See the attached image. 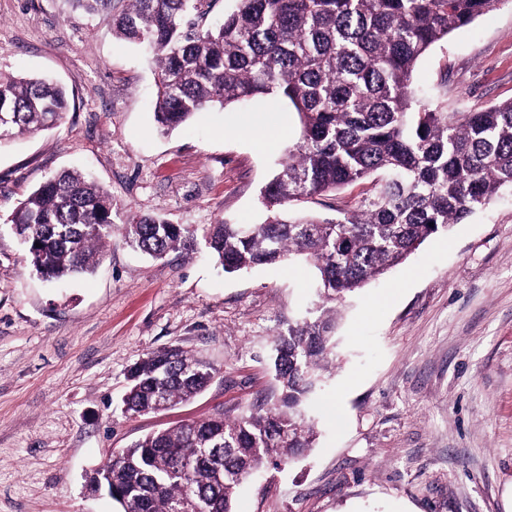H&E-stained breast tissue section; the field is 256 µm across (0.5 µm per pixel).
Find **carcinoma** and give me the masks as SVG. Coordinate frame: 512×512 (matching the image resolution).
I'll return each mask as SVG.
<instances>
[{"mask_svg": "<svg viewBox=\"0 0 512 512\" xmlns=\"http://www.w3.org/2000/svg\"><path fill=\"white\" fill-rule=\"evenodd\" d=\"M103 16L112 34L146 49L154 65V120L172 131L211 108L273 96L296 112L300 134L260 192L259 224H211L204 237L227 273L304 260L317 273L309 315L275 337L276 396L153 432L96 470L120 512H238L237 489L266 464L313 447L307 406L333 361L337 304L402 264L512 187V99L481 112H447L411 81L415 64L493 0H238L207 26L209 0H71ZM68 110L63 86L0 73L10 138L51 128ZM374 176L356 208L336 219L290 213ZM32 271L47 281L94 272L112 236V197L78 171L36 188L7 219ZM126 244L155 258L192 253L190 228L136 215ZM217 369L182 349L149 352L130 369L125 411L188 402Z\"/></svg>", "mask_w": 512, "mask_h": 512, "instance_id": "carcinoma-1", "label": "carcinoma"}]
</instances>
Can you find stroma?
<instances>
[{"label": "stroma", "mask_w": 512, "mask_h": 512, "mask_svg": "<svg viewBox=\"0 0 512 512\" xmlns=\"http://www.w3.org/2000/svg\"><path fill=\"white\" fill-rule=\"evenodd\" d=\"M0 71L50 76L71 103L54 128L0 147V512H118L88 475L155 430L271 397L274 339L305 316L315 280L303 261L227 274L202 244L154 259L121 226L132 214L200 231L260 223L297 115L257 99L160 133L144 52L66 0H0ZM413 79L452 112L511 100L512 0L429 50ZM65 169L111 193L116 226L93 275L48 282L3 222ZM370 187L301 207L333 218ZM170 346L218 374L190 402L126 415L129 369ZM311 415L314 448L244 483L239 512H512V190L340 305Z\"/></svg>", "instance_id": "stroma-1"}]
</instances>
